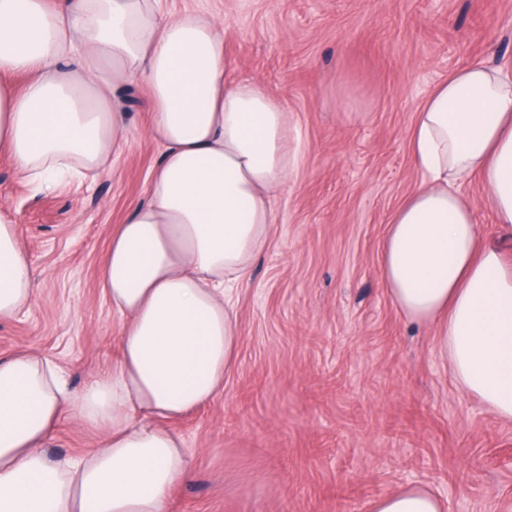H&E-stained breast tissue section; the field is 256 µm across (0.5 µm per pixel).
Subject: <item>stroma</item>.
Here are the masks:
<instances>
[{
  "mask_svg": "<svg viewBox=\"0 0 512 512\" xmlns=\"http://www.w3.org/2000/svg\"><path fill=\"white\" fill-rule=\"evenodd\" d=\"M223 21L232 76L278 95L293 156L278 220L239 283L240 343L224 393L176 422L195 465L168 512H370L428 487L447 512H512V422L461 392L431 327L393 304L380 257L394 211L423 181L410 154L430 89L478 62L512 68V0H164ZM130 147L94 180L21 179L0 156V211L38 298L0 322V359L45 355L81 388L112 365L118 320L100 270L144 199L162 149L149 99L118 89ZM60 423L46 453L96 447Z\"/></svg>",
  "mask_w": 512,
  "mask_h": 512,
  "instance_id": "stroma-1",
  "label": "stroma"
}]
</instances>
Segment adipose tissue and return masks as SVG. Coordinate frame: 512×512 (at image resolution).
Wrapping results in <instances>:
<instances>
[{
	"label": "adipose tissue",
	"mask_w": 512,
	"mask_h": 512,
	"mask_svg": "<svg viewBox=\"0 0 512 512\" xmlns=\"http://www.w3.org/2000/svg\"><path fill=\"white\" fill-rule=\"evenodd\" d=\"M160 0H0V154L23 179L109 174L130 143L115 91L144 86L146 131L163 147L145 200L112 235L100 273L121 319L109 372L72 389L54 360H0V512H166L194 476L174 422L224 390L245 280L288 185L287 113L267 87L231 77L224 24ZM24 72L22 88L6 75ZM410 151L426 180L393 214L381 275L412 322L435 328L459 388L512 422V75L486 64L429 93ZM486 189L500 240L484 237L461 183ZM32 270L0 214V322L35 300ZM97 428L96 447L44 449L63 419ZM371 512H446L426 487Z\"/></svg>",
	"instance_id": "adipose-tissue-1"
}]
</instances>
